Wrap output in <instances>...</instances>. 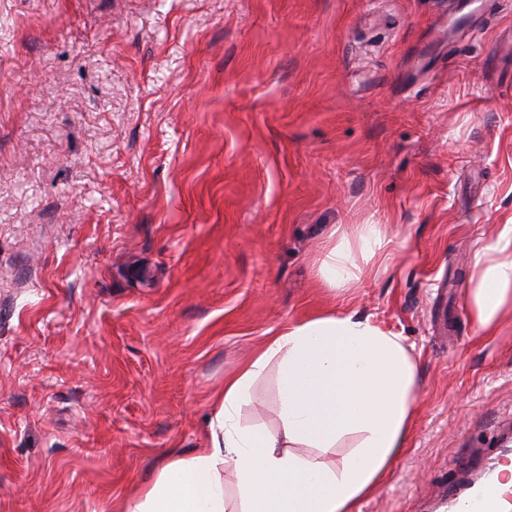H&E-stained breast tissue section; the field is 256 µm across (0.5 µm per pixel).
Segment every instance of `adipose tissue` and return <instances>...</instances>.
I'll use <instances>...</instances> for the list:
<instances>
[{"label":"adipose tissue","mask_w":512,"mask_h":512,"mask_svg":"<svg viewBox=\"0 0 512 512\" xmlns=\"http://www.w3.org/2000/svg\"><path fill=\"white\" fill-rule=\"evenodd\" d=\"M379 224H358L318 260L324 288L361 277L357 258L386 257ZM467 314L484 334L512 318V224L474 257ZM277 367L279 426L241 422L255 381ZM416 364L400 335L357 314L319 312L289 322L224 381L208 445L172 457L122 512H355L400 455L416 411ZM354 449L325 455L346 436ZM236 478L227 493L225 472Z\"/></svg>","instance_id":"1"}]
</instances>
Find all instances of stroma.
Listing matches in <instances>:
<instances>
[{"instance_id": "stroma-1", "label": "stroma", "mask_w": 512, "mask_h": 512, "mask_svg": "<svg viewBox=\"0 0 512 512\" xmlns=\"http://www.w3.org/2000/svg\"><path fill=\"white\" fill-rule=\"evenodd\" d=\"M512 0H0V512H103L206 447L226 376L323 310L402 336L416 414L357 512H443L512 427ZM387 261L331 293L332 231ZM276 371L241 421L273 430ZM391 243L380 224H354L350 233L342 232L337 240L336 230L333 231L331 242L318 260L320 283L335 294L351 288L362 275L355 253L359 252L366 260L376 256L383 260L390 253ZM467 314L485 335L512 318V224L474 257Z\"/></svg>"}]
</instances>
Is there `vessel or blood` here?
<instances>
[{"mask_svg": "<svg viewBox=\"0 0 512 512\" xmlns=\"http://www.w3.org/2000/svg\"><path fill=\"white\" fill-rule=\"evenodd\" d=\"M507 454L504 448L489 449L482 467L469 477H454L448 490V512H512V486L497 474Z\"/></svg>", "mask_w": 512, "mask_h": 512, "instance_id": "vessel-or-blood-1", "label": "vessel or blood"}]
</instances>
